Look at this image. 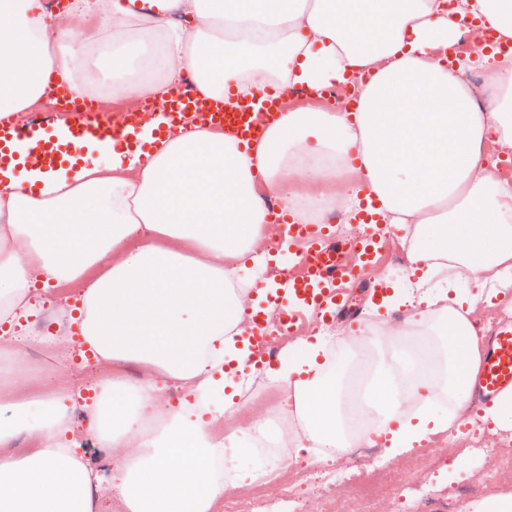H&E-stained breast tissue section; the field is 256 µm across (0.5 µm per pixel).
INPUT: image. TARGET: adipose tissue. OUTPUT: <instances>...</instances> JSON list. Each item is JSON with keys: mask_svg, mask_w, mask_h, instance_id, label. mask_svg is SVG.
<instances>
[{"mask_svg": "<svg viewBox=\"0 0 512 512\" xmlns=\"http://www.w3.org/2000/svg\"><path fill=\"white\" fill-rule=\"evenodd\" d=\"M465 18L512 44V0H73L57 13L0 0V118L32 109L55 77L105 106L153 101L141 148L0 172V355L19 353L44 294L82 283L71 323L107 374L80 429L107 451L117 512H219L225 477L244 482L227 460L248 432L242 386L224 367H251L250 268L277 223L325 208L349 221L373 201L401 230L408 287L381 305L406 314L339 336L351 353L380 350L368 366L331 373L320 343L289 344L272 375L289 445L332 461L380 442L397 457L458 434L485 349L474 311L512 269V183L487 159L492 145L512 153V66L483 45L449 66ZM473 67L497 92L483 111L462 77ZM186 71L214 100L351 76L358 96L283 108L250 143L195 123L155 136ZM26 384L22 371L0 382V512H101L70 393ZM365 414L377 427L352 430Z\"/></svg>", "mask_w": 512, "mask_h": 512, "instance_id": "obj_1", "label": "adipose tissue"}]
</instances>
